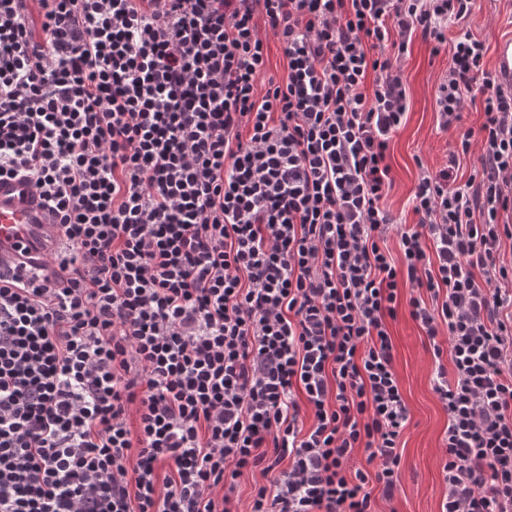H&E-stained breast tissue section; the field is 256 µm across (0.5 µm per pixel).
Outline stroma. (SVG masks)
Masks as SVG:
<instances>
[{
    "instance_id": "1",
    "label": "stroma",
    "mask_w": 512,
    "mask_h": 512,
    "mask_svg": "<svg viewBox=\"0 0 512 512\" xmlns=\"http://www.w3.org/2000/svg\"><path fill=\"white\" fill-rule=\"evenodd\" d=\"M467 27L488 49L512 35V0H477ZM448 67L447 53L433 54L431 45L415 41L404 61L410 90L405 126L391 144L394 186L386 206L397 220L414 223L410 190L421 167L438 170L448 160L455 136L438 129L435 86ZM396 367L410 414L403 435L399 490L393 498L374 493L375 512H440L446 494L442 467L448 415L433 390L436 367L426 336L408 312L391 327Z\"/></svg>"
}]
</instances>
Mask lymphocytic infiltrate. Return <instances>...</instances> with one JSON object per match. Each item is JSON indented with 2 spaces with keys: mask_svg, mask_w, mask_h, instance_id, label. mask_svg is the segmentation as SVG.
Masks as SVG:
<instances>
[{
  "mask_svg": "<svg viewBox=\"0 0 512 512\" xmlns=\"http://www.w3.org/2000/svg\"><path fill=\"white\" fill-rule=\"evenodd\" d=\"M475 6L0 0V178L66 242L0 272V512H231L255 470L249 512H373L404 306L451 361L442 512H512V89ZM262 25L287 69L263 92ZM417 38L458 140L406 225L384 201ZM265 481L266 478L260 474V471L256 470L254 472L245 473L239 482L233 503V510H237L238 512H246L249 510L250 496L253 486L259 483H265Z\"/></svg>",
  "mask_w": 512,
  "mask_h": 512,
  "instance_id": "lymphocytic-infiltrate-1",
  "label": "lymphocytic infiltrate"
}]
</instances>
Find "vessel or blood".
I'll use <instances>...</instances> for the list:
<instances>
[{"instance_id": "obj_1", "label": "vessel or blood", "mask_w": 512, "mask_h": 512, "mask_svg": "<svg viewBox=\"0 0 512 512\" xmlns=\"http://www.w3.org/2000/svg\"><path fill=\"white\" fill-rule=\"evenodd\" d=\"M495 68L503 87L512 89V37L498 42ZM56 243V226L32 186L20 178L0 180V270L18 269Z\"/></svg>"}]
</instances>
